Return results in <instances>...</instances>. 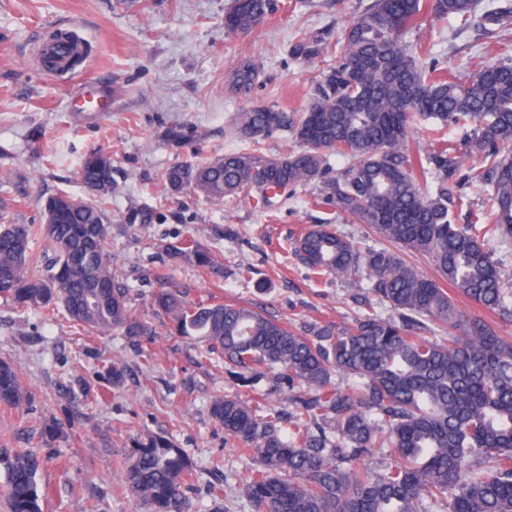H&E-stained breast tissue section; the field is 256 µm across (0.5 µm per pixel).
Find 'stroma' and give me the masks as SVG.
I'll return each mask as SVG.
<instances>
[{
	"mask_svg": "<svg viewBox=\"0 0 512 512\" xmlns=\"http://www.w3.org/2000/svg\"><path fill=\"white\" fill-rule=\"evenodd\" d=\"M231 0H0V214L16 224H41L43 203L66 192L84 196L80 164L93 151L111 154L115 189L105 204L112 224L110 261L130 289L131 304L155 329L147 351L119 333L75 336L64 318L47 321L0 300V359L14 362L31 397L24 411L0 405V451L31 448L46 461L38 483L45 512H135L119 490L129 436L171 433L198 465L189 492L195 512H243L242 488L255 462L241 454L215 424L208 404L230 392L224 370L204 362L194 340L170 335L157 314L154 273L168 267L188 300H234L294 326L332 321L350 325L367 309L368 294L349 279H314L291 256L292 243L315 224L331 225L360 248L379 241L364 224L322 199L321 184L299 185L267 206L259 194L213 202L186 192H162L166 170L202 163L228 151L274 157L293 145L283 133L254 142L232 133L238 112L267 105L298 114L315 98L323 72L334 64L341 33L371 0H270L264 23L247 35L224 32ZM71 32L89 47L71 70L45 69L36 49L54 32ZM421 44L440 67L485 62L512 65V22L461 26L424 21L406 37ZM301 44L319 55L298 54ZM260 67L248 92L229 82L247 60ZM112 91L108 112L69 106L85 78ZM182 125L195 136L179 148L164 144V130ZM470 127L417 119L407 147L422 154L448 143L462 149ZM453 223L490 211L492 188L461 166L448 180ZM151 223L132 216L142 207ZM194 236L215 252L223 273L169 267L162 244ZM252 270L242 280L241 268ZM267 282L258 291L257 282ZM126 370L123 387L106 380L112 361ZM51 421L56 439L41 431Z\"/></svg>",
	"mask_w": 512,
	"mask_h": 512,
	"instance_id": "obj_1",
	"label": "stroma"
}]
</instances>
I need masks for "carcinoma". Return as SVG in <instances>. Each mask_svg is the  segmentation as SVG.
Segmentation results:
<instances>
[{
  "label": "carcinoma",
  "instance_id": "obj_1",
  "mask_svg": "<svg viewBox=\"0 0 512 512\" xmlns=\"http://www.w3.org/2000/svg\"><path fill=\"white\" fill-rule=\"evenodd\" d=\"M475 0H372L342 35L341 55L317 96L296 117L265 105L237 114L234 133L257 141L290 132L300 144L276 157L231 151L202 164L178 163L164 190H191L222 202L254 191L286 193L318 182L324 197L385 242L359 249L328 224H315L294 254L315 275L367 281L397 317L368 311L351 326L315 322L300 328L240 303L190 302L156 278L155 310L175 334L218 351L238 388L211 400L212 420L256 466L243 484L249 512H512V341L458 298L512 322V276L490 243L512 244V66L484 63L448 78L435 76L424 52L404 36L425 15L469 24ZM269 0H231L224 31L247 33L266 19ZM258 66L247 62L233 83L250 87ZM445 124L474 122L465 147L490 159L477 178L493 186L490 212L473 224L449 220L448 177L464 156L440 146L411 154L406 141L416 117ZM345 159L334 170L329 153ZM85 191L112 195V157L89 153L80 167ZM44 222L0 224V285L19 311L63 314L80 336L116 331L152 341V328L130 305V289L109 261L111 227L90 199L59 193L43 205ZM43 249L34 254L31 238ZM431 263L420 271L401 250ZM172 265L214 272L209 248L193 238L164 246ZM69 269L58 282L54 272ZM452 329L448 341L423 332L428 323ZM342 375L352 384L335 383ZM268 377L290 403L283 415L256 385ZM29 393L15 364L0 360V404L20 408ZM120 489L144 512H193L187 495L197 465L166 433H142L127 444ZM379 448L393 456L384 472L367 460ZM8 512H43L38 485L43 459L29 448L0 457Z\"/></svg>",
  "mask_w": 512,
  "mask_h": 512
}]
</instances>
